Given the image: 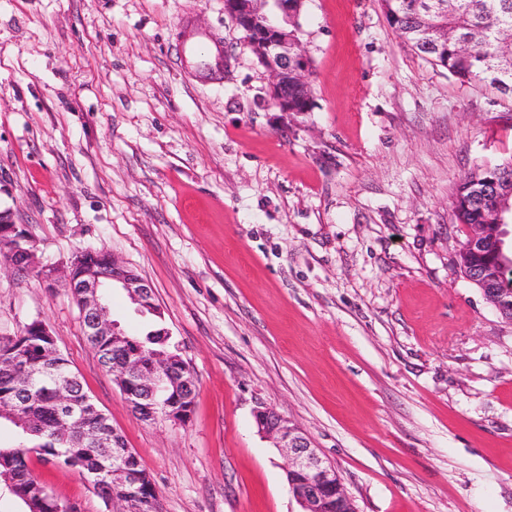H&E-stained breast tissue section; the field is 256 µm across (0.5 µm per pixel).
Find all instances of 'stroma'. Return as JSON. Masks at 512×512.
<instances>
[{
  "label": "stroma",
  "instance_id": "35a3bbf8",
  "mask_svg": "<svg viewBox=\"0 0 512 512\" xmlns=\"http://www.w3.org/2000/svg\"><path fill=\"white\" fill-rule=\"evenodd\" d=\"M313 111L281 116L224 0H0V211L66 276L113 253L193 371L142 421L61 281L0 258V336L33 321L139 456L162 512H298L265 402L358 512H512V322L461 272L462 177L512 160V97L418 57L379 0H308ZM206 38L228 68L181 64ZM33 476L81 512L74 469Z\"/></svg>",
  "mask_w": 512,
  "mask_h": 512
}]
</instances>
